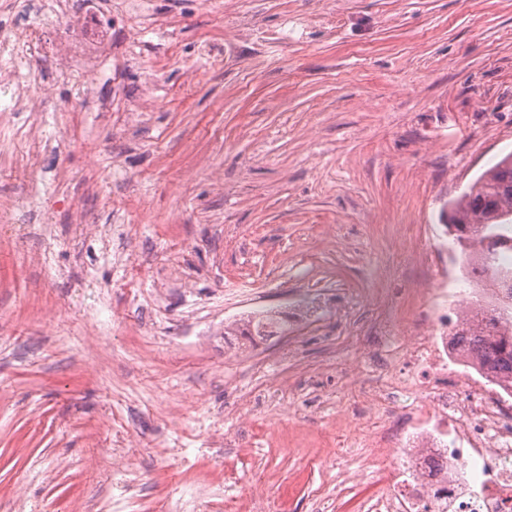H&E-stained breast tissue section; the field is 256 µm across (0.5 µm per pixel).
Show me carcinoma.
Masks as SVG:
<instances>
[{
    "instance_id": "carcinoma-1",
    "label": "carcinoma",
    "mask_w": 512,
    "mask_h": 512,
    "mask_svg": "<svg viewBox=\"0 0 512 512\" xmlns=\"http://www.w3.org/2000/svg\"><path fill=\"white\" fill-rule=\"evenodd\" d=\"M451 210L463 231L456 240L463 250L471 253L465 264L490 286L504 291L508 300L506 307L490 312L479 329L463 327L455 336L460 341H469L484 370L512 383V323L505 319V315L512 312V266H505L498 260L500 253L512 252V237L498 232L501 225L512 223V154L483 172L472 183L469 192L453 202ZM490 259L502 271L501 276L489 275ZM280 325L279 320L265 315L242 335L261 336L263 330L278 329Z\"/></svg>"
}]
</instances>
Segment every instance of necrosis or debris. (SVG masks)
<instances>
[{"instance_id":"4bbe7bcc","label":"necrosis or debris","mask_w":512,"mask_h":512,"mask_svg":"<svg viewBox=\"0 0 512 512\" xmlns=\"http://www.w3.org/2000/svg\"><path fill=\"white\" fill-rule=\"evenodd\" d=\"M112 16L100 0H78L48 28L0 30V52L53 58L59 71L87 77L112 53ZM389 356L376 360L382 388L405 419L399 433L362 423L379 490L355 512H512V388L481 372L434 315Z\"/></svg>"}]
</instances>
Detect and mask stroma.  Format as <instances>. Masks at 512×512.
Returning <instances> with one entry per match:
<instances>
[{
    "instance_id": "1",
    "label": "stroma",
    "mask_w": 512,
    "mask_h": 512,
    "mask_svg": "<svg viewBox=\"0 0 512 512\" xmlns=\"http://www.w3.org/2000/svg\"><path fill=\"white\" fill-rule=\"evenodd\" d=\"M129 2L92 80L0 56V512H350L317 461L402 426L373 354L512 152V0Z\"/></svg>"
}]
</instances>
